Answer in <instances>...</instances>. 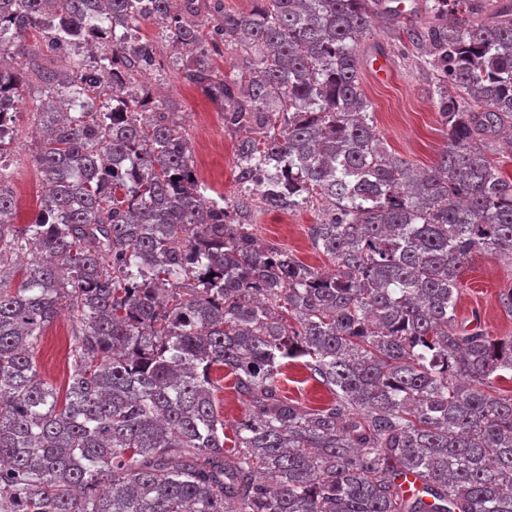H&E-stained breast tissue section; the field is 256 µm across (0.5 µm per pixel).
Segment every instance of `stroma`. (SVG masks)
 I'll list each match as a JSON object with an SVG mask.
<instances>
[{
	"mask_svg": "<svg viewBox=\"0 0 512 512\" xmlns=\"http://www.w3.org/2000/svg\"><path fill=\"white\" fill-rule=\"evenodd\" d=\"M141 34L151 40L157 65L153 71L139 75L140 85L154 99L178 102L199 179L225 198H232L237 193L233 179L237 133L226 130L221 114L180 78L173 63L185 58V51L161 40L153 26L142 27ZM377 53L390 62L391 75L383 82L375 80L369 71ZM360 58L361 86L373 106L374 124L386 147L417 167H432L447 142L448 130L438 114L430 76L415 66V50L410 44L400 43L390 20L381 18L374 36L361 44ZM17 123L20 138L15 145L10 186L17 201L15 222L24 225L34 218L44 186L32 161L37 141L29 106L21 107ZM319 216L315 205L292 215L263 213L254 233L264 244L286 249L299 261L320 270L327 259L312 248L307 237L308 224ZM510 288L511 260L490 252L475 255L462 277L456 308L458 323L481 327L492 336L512 335V315L499 301L501 293ZM72 327L68 314L59 315L45 329L36 351L40 378L60 389L65 388L71 367L68 343ZM279 384L290 398L307 408L320 407L331 397L327 389L310 380L307 370L296 360L283 367Z\"/></svg>",
	"mask_w": 512,
	"mask_h": 512,
	"instance_id": "stroma-1",
	"label": "stroma"
}]
</instances>
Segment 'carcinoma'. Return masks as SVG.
I'll return each instance as SVG.
<instances>
[{"label": "carcinoma", "instance_id": "carcinoma-1", "mask_svg": "<svg viewBox=\"0 0 512 512\" xmlns=\"http://www.w3.org/2000/svg\"><path fill=\"white\" fill-rule=\"evenodd\" d=\"M422 0L397 25L432 76L448 143L430 169L389 152L360 82L385 0H0V512H512V336L456 326L476 253L512 260V0ZM144 25L192 48L180 70L250 135L231 199L194 171L175 106L134 88L155 66ZM68 62L20 60L29 39ZM44 129L49 191L14 224L6 158L18 108ZM269 167L265 180L258 168ZM319 200L318 271L258 243L257 211ZM75 330L65 396L36 348L61 307ZM303 359L331 399L278 376ZM245 405L224 432L212 373ZM421 491L410 494L400 478ZM303 359L288 362L279 375V384L288 397L298 401L306 408H318L331 398V393L322 386L309 380V374L303 368Z\"/></svg>", "mask_w": 512, "mask_h": 512}]
</instances>
